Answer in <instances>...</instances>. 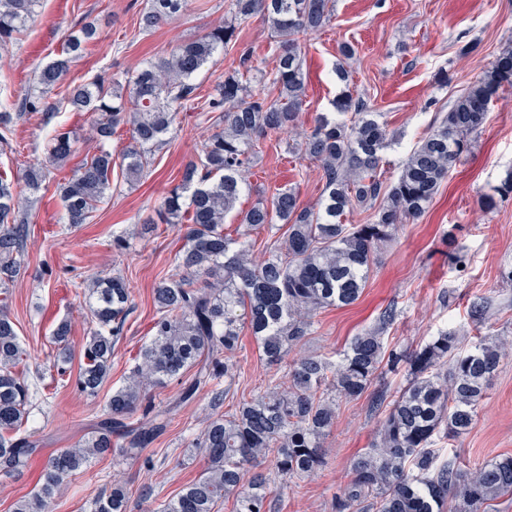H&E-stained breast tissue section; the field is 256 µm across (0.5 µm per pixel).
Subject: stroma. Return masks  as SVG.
Instances as JSON below:
<instances>
[{"label":"stroma","mask_w":512,"mask_h":512,"mask_svg":"<svg viewBox=\"0 0 512 512\" xmlns=\"http://www.w3.org/2000/svg\"><path fill=\"white\" fill-rule=\"evenodd\" d=\"M148 0H43L36 21L6 50L0 51V94L23 97L34 74L61 52L70 29L91 22L97 36L71 66L66 84L95 75L124 76L143 64L168 56L182 41L194 39L228 15L231 0H188L185 14L142 30L140 18ZM351 44L354 56L342 60L339 48ZM472 53H464L468 44ZM512 44V0H335L330 23L308 36L304 58L306 98L301 119L332 111L342 91L365 102L386 124L390 146L379 172L393 182L419 139L437 126L440 113L479 78L498 52ZM279 53L267 22L255 15L243 20L236 41L215 54L195 77V98L178 114L165 144L156 151L147 175L126 182L112 171V189L88 224H63L62 202L55 187L29 199L32 233L26 268L13 284L9 305L29 363V382L37 386L27 429L38 450L20 474L0 475V512H13L15 501L34 488L48 457L75 445L101 419L114 389L125 384L141 346L149 340L156 314L153 288L175 276L173 256L180 245L176 229L152 223L163 197L180 184L184 167L199 157L202 142L216 126L207 100L218 76L243 71V57L272 69ZM344 64L347 82L334 69ZM447 72L448 83L437 82ZM11 149H0V173L20 178L44 163L47 139L32 121L18 122ZM512 175V87L499 90L486 123L442 182L430 208L403 224L385 243L359 300L330 307L315 318V329L298 352L338 359L354 336L379 327L387 309L396 318L385 327L389 343L412 350L448 329L471 343L477 334L512 341V283L501 270L512 267V195L491 211L478 205L481 195ZM249 191L237 213L225 220L234 230L239 211L247 210L277 188L295 189L301 203L314 206L323 194L319 168L293 147L288 134L261 140L248 175ZM122 237L115 248L113 237ZM460 254L453 264L451 254ZM94 273L121 274L134 308L112 355V369L97 396L81 394L74 384H57L49 367L56 354L53 331L61 321L71 330V370H79L82 346L93 328L74 285ZM241 373L224 401L223 413L283 380L287 367L271 366L260 357L249 328H242L233 357ZM207 400L183 407L167 431L144 451L143 459H101L63 485L54 512H90V502L104 485L120 478L132 512H160L202 473L205 460L190 443L204 428ZM379 417L368 397L341 402L336 426L325 441V462L299 480L297 487L273 492V512H332V502L351 479L350 461L369 448ZM443 453L465 470L500 454H512V351L506 352L478 409L472 428L450 441Z\"/></svg>","instance_id":"obj_1"}]
</instances>
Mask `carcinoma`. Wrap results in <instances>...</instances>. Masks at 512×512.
I'll return each instance as SVG.
<instances>
[{
  "mask_svg": "<svg viewBox=\"0 0 512 512\" xmlns=\"http://www.w3.org/2000/svg\"><path fill=\"white\" fill-rule=\"evenodd\" d=\"M186 0H150L140 24L151 29L184 11ZM41 0H0V49L4 50L37 16ZM224 24L176 45L169 57L148 63L121 81L94 78L75 86L67 101L76 112L95 114L92 137L99 150L66 176L55 172L77 152L75 133L53 122L56 106L40 94L0 100V145L20 120L48 129L45 164L22 175L30 192L56 180L64 223H86L112 188V138L129 126L132 144L122 154L126 180H140L170 132L182 101L196 90L192 79L234 40L238 21L261 14L278 39L280 52L271 77L258 68L251 85L236 71L217 82L209 111L223 128L202 144L199 159L182 175L159 209L163 224H184V244L174 262L181 275L153 288L157 315L125 385L112 391L106 413L72 448L49 456L34 490L14 512H53L60 486L90 459L136 458L163 434L178 410L201 392L212 410L192 441L206 460L198 479L162 505L161 512H218L235 496V512H270L272 490L262 470L268 455L281 488L318 469L323 440L336 424L338 402L361 397L382 367L407 365L408 384L394 399L379 392L372 410L381 415L371 447L351 462L353 477L335 497L334 512H489L491 502L512 495V455L499 456L462 472L442 457L438 444L454 440L472 425L476 409L503 356L498 341L480 337L461 346L453 332L440 331L410 353L388 348L383 328L351 340L339 361L297 356L285 381L272 380L231 415L219 414L228 385L237 375L232 356L240 322L246 318L258 348L271 364H280L302 339L313 333L318 312L356 302L369 279L380 244L392 240L401 224L428 208L441 183L465 149V138L483 128L498 91L512 86V48L490 62L478 80L421 138L398 178L383 186L378 177L380 152L388 144L376 113L349 95L339 97L337 120L318 116L304 130L300 151L323 172L324 194L316 207L304 206L291 189L258 199L241 217L235 235L224 231L225 217L243 190V173L255 162L259 140L296 125L305 96V37L333 15V0H231ZM95 27L82 25L67 37L57 58L43 66L36 86L47 91L62 81L93 39ZM134 108L126 109V99ZM351 114L348 121L342 116ZM380 201L367 224H344L353 207ZM287 236L254 256V231L276 223ZM25 200L17 183L0 177V475L11 476L37 451L27 433L31 406L27 370L6 301L25 268L30 236ZM86 303L96 324L83 347L76 387L93 396L112 367V353L133 309L129 288L119 275L85 279ZM70 324L54 332L58 351L52 367L67 382ZM171 381L178 397L166 405L147 400L150 387ZM141 412L139 419L131 417ZM92 512H130L124 485L98 493Z\"/></svg>",
  "mask_w": 512,
  "mask_h": 512,
  "instance_id": "1",
  "label": "carcinoma"
}]
</instances>
